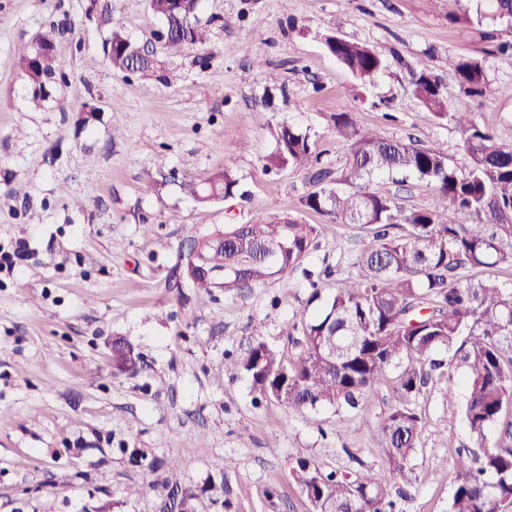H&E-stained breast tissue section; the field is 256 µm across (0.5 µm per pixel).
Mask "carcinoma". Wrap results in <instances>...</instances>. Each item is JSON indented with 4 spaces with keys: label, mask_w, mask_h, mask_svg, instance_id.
Here are the masks:
<instances>
[{
    "label": "carcinoma",
    "mask_w": 512,
    "mask_h": 512,
    "mask_svg": "<svg viewBox=\"0 0 512 512\" xmlns=\"http://www.w3.org/2000/svg\"><path fill=\"white\" fill-rule=\"evenodd\" d=\"M199 2L151 0L153 14L164 23L165 53L207 43V29L196 18ZM475 2V14L467 9L457 21L512 20V0ZM100 21L110 27L103 51L112 52V69L124 73L133 67L148 75L152 57L136 54L140 46L123 34V23L111 8L100 13ZM60 33L52 24L40 36V43L54 50L52 56L42 59L35 52L16 61L34 86L35 104L48 95L47 80L68 76L67 60L56 52ZM324 45L362 85L388 66L384 52L364 44L328 34ZM409 72L421 106L460 130L467 164H449L447 149L440 145L383 139L343 109L334 113V129L349 154L335 170L319 165L308 132L278 126L276 148L264 168L305 172L313 190L301 197V204L331 224L361 225L370 242L353 271L337 279L327 296L312 285L309 303L319 307L302 324L297 359L285 360L257 328L248 353L224 360V371L245 373L256 394L302 411L316 406L357 410L386 372L396 370L397 400L382 424L384 463L393 478L406 481L422 428L412 397L443 367L434 352L459 339L454 358L466 387L462 416L475 448L457 451L450 512H506L512 507V447L489 445L488 433L504 411L512 410V284L490 276L476 280L469 272L512 268V124L493 133L481 129L471 113L450 110L447 84L425 63ZM448 72L471 96L483 97L489 90L484 63L477 58L450 57ZM397 174L434 186L433 207L405 210L374 188L376 180ZM237 184L226 169L190 191L197 202L206 203L234 195ZM461 216L475 223L463 224ZM316 235V225L292 216L227 224L201 238L208 265L190 283L237 293L249 282L299 268ZM222 268L224 281L208 275ZM114 360L117 368L134 370L140 355L126 343L115 349ZM292 476L317 512H396L389 483L370 470L326 472L299 461Z\"/></svg>",
    "instance_id": "cac0c4a2"
}]
</instances>
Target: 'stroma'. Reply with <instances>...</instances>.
<instances>
[{
	"instance_id": "obj_1",
	"label": "stroma",
	"mask_w": 512,
	"mask_h": 512,
	"mask_svg": "<svg viewBox=\"0 0 512 512\" xmlns=\"http://www.w3.org/2000/svg\"><path fill=\"white\" fill-rule=\"evenodd\" d=\"M466 5L202 0L211 41L173 58L149 0H112L124 34L154 53L140 77L112 69L109 30L90 0H0V249L21 253L0 271V512H160L174 462L193 512H315L290 476L301 459L384 473L392 381L361 414L292 412L256 400L224 359L243 357L257 326L295 359L312 286L329 291L370 241L362 226L302 207L303 172L264 170L279 124L307 130L336 169L348 149L332 116L345 106L381 137L444 146L463 166L459 131L413 95L408 66L420 59L444 79L452 111L487 130L512 122V67L493 54L512 42V25L461 27ZM60 20L70 23L59 45L68 77L37 106L15 62ZM331 32L392 55L360 99L325 49ZM459 55L483 60L493 95L459 90L448 73ZM224 169L238 180L234 196L197 203L190 186ZM377 187L407 210L435 198L412 176ZM283 214L321 227L301 268L236 294L169 287L189 246L214 228ZM119 341L140 353L136 372L114 366ZM447 385L415 398L423 428L401 512H449L455 450L472 440ZM213 482L224 486L217 504L204 491Z\"/></svg>"
}]
</instances>
